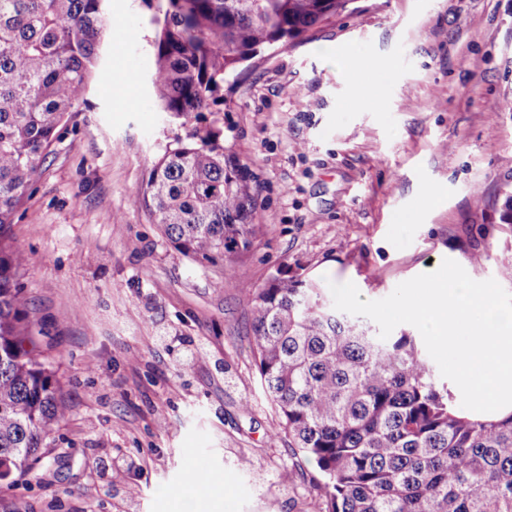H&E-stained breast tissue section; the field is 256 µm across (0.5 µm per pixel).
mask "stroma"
<instances>
[{
  "label": "stroma",
  "instance_id": "35a3bbf8",
  "mask_svg": "<svg viewBox=\"0 0 512 512\" xmlns=\"http://www.w3.org/2000/svg\"><path fill=\"white\" fill-rule=\"evenodd\" d=\"M90 87L10 227L19 282L70 414L0 512H324L255 365L248 297L174 249L133 200L194 127L216 125L265 225L237 263L252 287L286 268L362 299L512 243V0H355L296 44L262 50L200 118L159 112L152 41L166 0H107ZM352 45L365 92L325 54ZM205 359L195 360L196 351Z\"/></svg>",
  "mask_w": 512,
  "mask_h": 512
}]
</instances>
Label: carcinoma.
Returning <instances> with one entry per match:
<instances>
[{
  "instance_id": "1",
  "label": "carcinoma",
  "mask_w": 512,
  "mask_h": 512,
  "mask_svg": "<svg viewBox=\"0 0 512 512\" xmlns=\"http://www.w3.org/2000/svg\"><path fill=\"white\" fill-rule=\"evenodd\" d=\"M105 0H0V459L31 469L69 415L53 361L37 349L26 257L9 227L64 117L85 95L108 27ZM349 0H168L153 41L160 111L222 100L224 78L262 49L303 38ZM134 204L196 263L242 259L264 233L256 191L196 129L166 150ZM250 296L258 374L275 436L318 472L325 512H512V414L477 418L439 382L415 337L383 340L319 284L277 270Z\"/></svg>"
}]
</instances>
